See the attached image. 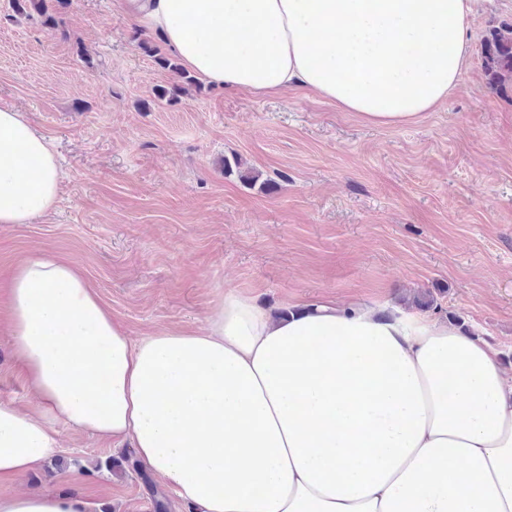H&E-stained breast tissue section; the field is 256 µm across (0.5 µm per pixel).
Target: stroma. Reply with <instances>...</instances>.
I'll return each instance as SVG.
<instances>
[{
    "instance_id": "obj_1",
    "label": "stroma",
    "mask_w": 512,
    "mask_h": 512,
    "mask_svg": "<svg viewBox=\"0 0 512 512\" xmlns=\"http://www.w3.org/2000/svg\"><path fill=\"white\" fill-rule=\"evenodd\" d=\"M58 25L0 0V106L25 112L61 169L53 212L0 225V399L27 406L4 286L33 252L75 263L137 340L198 332L227 289L274 308L321 299L417 309L497 347L512 373V100L482 41L512 0H475L469 66L446 101L377 127L303 89L257 97L180 83L157 34L119 0H46ZM242 158L272 191L225 176ZM63 450L0 493L83 496L91 512H179L118 446L64 432Z\"/></svg>"
}]
</instances>
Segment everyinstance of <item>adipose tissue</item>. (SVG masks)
<instances>
[{
	"label": "adipose tissue",
	"instance_id": "obj_1",
	"mask_svg": "<svg viewBox=\"0 0 512 512\" xmlns=\"http://www.w3.org/2000/svg\"><path fill=\"white\" fill-rule=\"evenodd\" d=\"M475 0H122L201 81L308 90L395 127L452 93ZM53 143L0 108V224L53 210ZM12 350L33 398L0 401V482L62 431L131 443L187 512H512V376L447 322L334 300L295 311L236 290L200 333L131 340L77 266L33 254L8 282ZM0 512H90L0 494Z\"/></svg>",
	"mask_w": 512,
	"mask_h": 512
}]
</instances>
